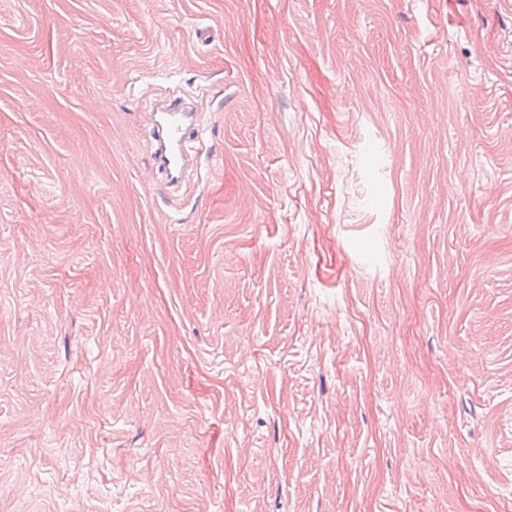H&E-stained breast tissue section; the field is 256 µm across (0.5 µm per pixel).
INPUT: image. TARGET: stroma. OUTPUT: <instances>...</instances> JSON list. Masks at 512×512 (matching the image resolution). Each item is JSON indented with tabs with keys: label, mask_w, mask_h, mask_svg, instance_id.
Instances as JSON below:
<instances>
[{
	"label": "stroma",
	"mask_w": 512,
	"mask_h": 512,
	"mask_svg": "<svg viewBox=\"0 0 512 512\" xmlns=\"http://www.w3.org/2000/svg\"><path fill=\"white\" fill-rule=\"evenodd\" d=\"M0 512H512V0H0ZM151 114V134L155 141L153 160L168 182L178 183L191 161L184 147L186 139L195 130L197 114L174 100L157 106Z\"/></svg>",
	"instance_id": "1"
}]
</instances>
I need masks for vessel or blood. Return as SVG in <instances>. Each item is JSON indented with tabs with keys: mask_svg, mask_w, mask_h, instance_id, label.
I'll use <instances>...</instances> for the list:
<instances>
[{
	"mask_svg": "<svg viewBox=\"0 0 512 512\" xmlns=\"http://www.w3.org/2000/svg\"><path fill=\"white\" fill-rule=\"evenodd\" d=\"M196 124V113L173 100L157 106L152 114L151 134L155 141L153 160L170 183H178L190 163L185 143Z\"/></svg>",
	"mask_w": 512,
	"mask_h": 512,
	"instance_id": "b4317fda",
	"label": "vessel or blood"
}]
</instances>
